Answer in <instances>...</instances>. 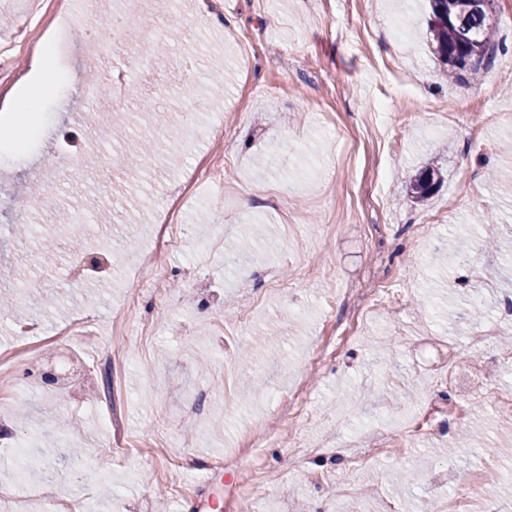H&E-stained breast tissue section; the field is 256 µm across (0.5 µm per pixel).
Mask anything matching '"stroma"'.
I'll return each instance as SVG.
<instances>
[{
  "label": "stroma",
  "mask_w": 512,
  "mask_h": 512,
  "mask_svg": "<svg viewBox=\"0 0 512 512\" xmlns=\"http://www.w3.org/2000/svg\"><path fill=\"white\" fill-rule=\"evenodd\" d=\"M211 2L210 17L187 12L166 28L136 70L127 40L95 60L77 37L55 43L68 97L41 99L24 150L0 152V293L39 298L0 316V354L18 352L26 392L0 415V512H42L48 496L36 477L15 484V442L28 469L51 461L58 498L78 490L83 512H242L248 497L271 512H448L456 496L469 512L485 501L512 512V343L500 341L512 335V247L480 244L489 220L512 240V0L492 4L498 52L475 82L443 80L428 0ZM52 3L0 0L1 97L55 26ZM174 47L190 72L169 65ZM100 63L135 92L113 113L110 142L82 153L81 175L32 206L61 130L101 121L86 109ZM217 124L228 135L215 158ZM138 137L153 145L138 173L101 164ZM429 163L442 179L414 202L407 185ZM191 169L179 243L160 255L166 300H148L121 265L72 279L65 234L48 259L15 232L16 208L48 230L75 209L88 251L114 236L150 245L144 202L167 205ZM237 238L249 256L229 286L195 285L200 247L220 269ZM379 269L406 302L360 317L348 290ZM83 314L100 320L111 359L41 341ZM18 320L39 335H15ZM489 324L490 373L467 401L450 399L443 371H461ZM258 335L265 351L236 365L258 389L245 402L225 394L216 349L229 340L239 355ZM326 336L321 367L308 366ZM437 468L464 485L431 484ZM405 471L414 482L395 483Z\"/></svg>",
  "instance_id": "obj_1"
}]
</instances>
